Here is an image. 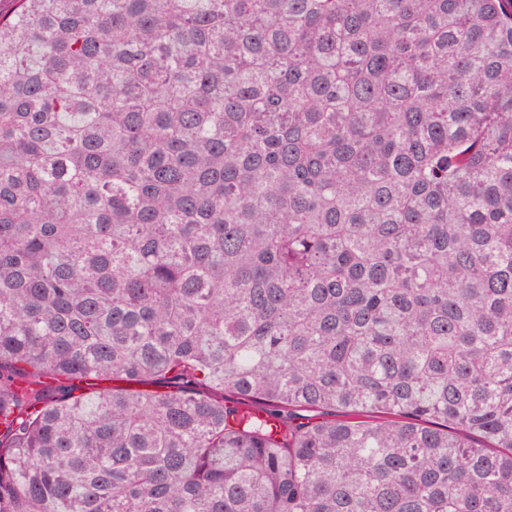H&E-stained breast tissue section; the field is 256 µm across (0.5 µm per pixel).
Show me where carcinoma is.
<instances>
[{"label": "carcinoma", "mask_w": 512, "mask_h": 512, "mask_svg": "<svg viewBox=\"0 0 512 512\" xmlns=\"http://www.w3.org/2000/svg\"><path fill=\"white\" fill-rule=\"evenodd\" d=\"M14 2L0 512H512V0Z\"/></svg>", "instance_id": "cac0c4a2"}]
</instances>
